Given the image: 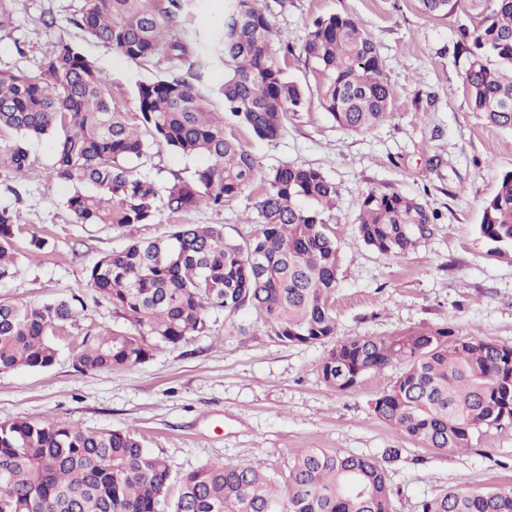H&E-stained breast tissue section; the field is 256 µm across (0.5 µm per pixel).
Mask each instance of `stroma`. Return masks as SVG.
<instances>
[{
  "instance_id": "obj_1",
  "label": "stroma",
  "mask_w": 512,
  "mask_h": 512,
  "mask_svg": "<svg viewBox=\"0 0 512 512\" xmlns=\"http://www.w3.org/2000/svg\"><path fill=\"white\" fill-rule=\"evenodd\" d=\"M85 0H14L13 25L0 30V71H34L57 41L77 44L106 74L112 104L136 112L138 83L155 80L164 62H135L76 27ZM278 34L276 63L302 84L306 102L289 113L283 134L257 138L244 125L232 132L260 172L283 164L321 171L335 183L336 205L324 219L339 246L333 296L336 338H389L406 331L451 328L512 346V254L492 255L478 232L482 208L502 173L512 170V131L489 126L471 111L461 82L463 59L454 54L468 14L425 13L420 0H260ZM354 18L375 42L392 87V116L366 132L340 128L322 107L316 75L301 47L315 19ZM182 24L196 44L207 43L224 21V0H191ZM297 53L284 57L283 44ZM224 63L203 58L192 83L215 112L223 111ZM31 166L16 177L0 174V208L17 216L19 243L46 239L17 278L0 281V300L52 301L79 296L87 308L82 328L128 330L130 324L87 288L89 268L129 241L164 235L177 224H220L249 238L245 223L260 184L226 200L156 224L123 228L81 226L64 206L72 185L48 179L55 141L29 145ZM197 156L154 146L137 172L167 186L192 177ZM418 196L441 219L414 250L391 256L356 236L360 204L369 192ZM209 333L154 350L130 369L82 373L77 341L60 338L48 368L0 372V423L15 420L74 423L87 429L135 427L145 447L187 473L221 460L251 461L287 470L309 448L381 458L387 463L392 512H417L426 497L451 490L512 487V425L473 439L469 450L441 453L423 447L370 412L371 401L403 369L396 363L337 391L320 377L328 344H285L267 336L254 314L210 317Z\"/></svg>"
}]
</instances>
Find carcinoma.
Here are the masks:
<instances>
[{
  "instance_id": "1",
  "label": "carcinoma",
  "mask_w": 512,
  "mask_h": 512,
  "mask_svg": "<svg viewBox=\"0 0 512 512\" xmlns=\"http://www.w3.org/2000/svg\"><path fill=\"white\" fill-rule=\"evenodd\" d=\"M186 0L159 11L153 0H86L77 23L131 60L167 61L166 72L135 90L138 112L112 106L109 82L77 45L61 41L35 72L0 73V173L29 168L28 140L53 136L57 160L49 178L76 186L65 206L74 223L153 224L165 212L219 207L257 177L229 120L260 139H275L288 114L305 103L303 87L272 57L277 36L259 0H224V24L205 46L185 34ZM429 14L463 7L480 19L473 38L461 32L462 81L471 110L512 130V0H421ZM319 75L320 100L336 124L363 132L392 115V88L374 41L349 16L314 21L301 47ZM200 54L224 62V111L211 112L186 78ZM499 61L496 67L488 58ZM152 145L206 165L161 189L135 173ZM254 210L258 226L239 241L222 224H178L151 240H134L100 257L87 285L131 324L130 331L86 332L78 344L81 372L128 369L159 348L210 331L209 314L251 310L282 343L314 345L336 335L332 296L339 250L323 212L336 185L317 169L282 165L262 177ZM357 236L398 256L431 234L439 214L407 194L368 193ZM18 224L0 209V280L22 274ZM480 235L491 252L512 253V171L485 202ZM78 296L52 302H0V371L43 369L56 360V338L85 315ZM394 362L397 380L372 401L374 416L426 448L453 451L503 422L512 423V346L447 328L336 344L320 366L323 383L345 391ZM382 462L309 448L285 474L257 463H209L181 475L143 446L136 430H90L58 422L0 424V512H390ZM418 512H512V488L446 491Z\"/></svg>"
}]
</instances>
